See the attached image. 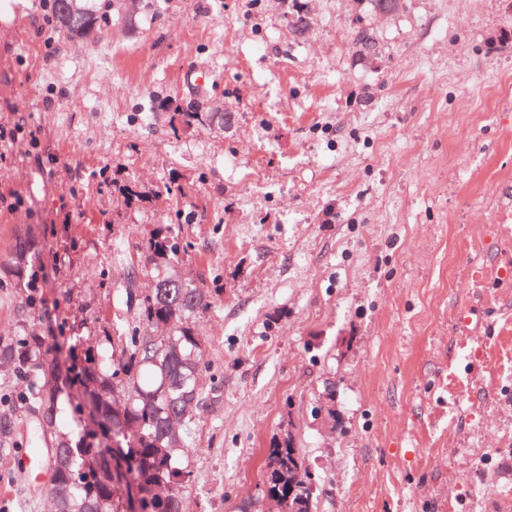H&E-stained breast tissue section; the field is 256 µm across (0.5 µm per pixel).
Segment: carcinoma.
Segmentation results:
<instances>
[{
  "mask_svg": "<svg viewBox=\"0 0 512 512\" xmlns=\"http://www.w3.org/2000/svg\"><path fill=\"white\" fill-rule=\"evenodd\" d=\"M107 14L92 0H55V25L71 39L98 40ZM223 112H196L194 104L175 106L173 118L186 126H224ZM126 204L142 203L151 192L136 185L120 188ZM38 251L25 239L15 258L26 263ZM178 248L170 237H154L147 258L168 272L138 298L131 335L100 358L83 338H71L66 369L57 387L46 370L58 365L40 358L45 339L35 331L0 338V366L25 390L15 401L38 417L50 436L49 496L53 512H184L181 488L191 471L177 461L191 448L190 434L201 403L199 385L204 350L194 318L208 308L211 295L177 269ZM68 404L75 426L59 427L61 405ZM16 407L0 403V452L15 448ZM268 512H316L318 488L304 469L292 436L269 449L266 462Z\"/></svg>",
  "mask_w": 512,
  "mask_h": 512,
  "instance_id": "cac0c4a2",
  "label": "carcinoma"
}]
</instances>
